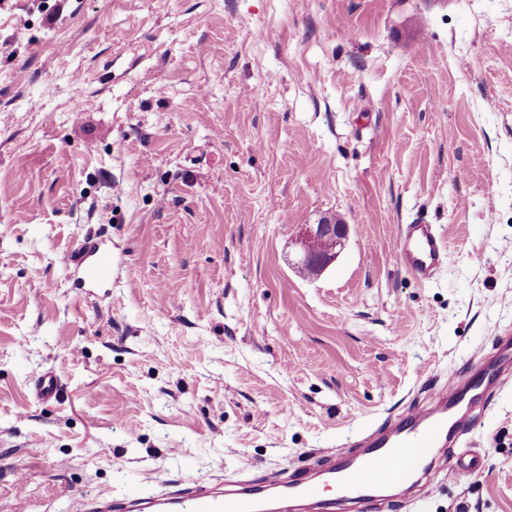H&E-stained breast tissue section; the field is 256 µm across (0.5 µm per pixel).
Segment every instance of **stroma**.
<instances>
[{"mask_svg":"<svg viewBox=\"0 0 512 512\" xmlns=\"http://www.w3.org/2000/svg\"><path fill=\"white\" fill-rule=\"evenodd\" d=\"M0 253V512L350 453L512 336V0H0ZM467 442L393 512H512V375ZM349 234L348 224L331 215L322 216L317 224L308 225L301 239L297 269L309 270L308 277L320 275L331 265ZM397 250L404 269L422 283L430 282L448 260L442 235L434 224H403ZM85 257L92 260L84 268L81 282L85 284L109 283L112 281V251L103 243L93 244L84 250ZM479 467L480 460L477 457H460L456 463L448 469V481L463 484L469 480Z\"/></svg>","mask_w":512,"mask_h":512,"instance_id":"stroma-1","label":"stroma"}]
</instances>
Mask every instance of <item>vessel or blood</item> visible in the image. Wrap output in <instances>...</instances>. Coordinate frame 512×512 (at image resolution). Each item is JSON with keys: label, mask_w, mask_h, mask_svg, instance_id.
<instances>
[{"label": "vessel or blood", "mask_w": 512, "mask_h": 512, "mask_svg": "<svg viewBox=\"0 0 512 512\" xmlns=\"http://www.w3.org/2000/svg\"><path fill=\"white\" fill-rule=\"evenodd\" d=\"M397 250L404 269L423 283L430 282L448 260L437 227L422 222L402 225ZM85 254L89 262L84 282H111V250L99 243ZM510 361L512 343H500L484 368L449 378L431 403L385 419L359 452L342 457L325 453L318 469L295 470L276 480L231 482L223 488L203 480H182L147 497L90 499L78 512H273L280 506L297 512L302 505L308 512H341L347 503L360 512H390L389 492L396 483L416 477L433 481L436 461L427 457V450L460 442L474 422L475 408L485 404L501 364ZM479 467L477 457L458 458L448 479L465 483Z\"/></svg>", "instance_id": "b4317fda"}]
</instances>
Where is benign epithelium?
I'll use <instances>...</instances> for the list:
<instances>
[{"label": "benign epithelium", "mask_w": 512, "mask_h": 512, "mask_svg": "<svg viewBox=\"0 0 512 512\" xmlns=\"http://www.w3.org/2000/svg\"><path fill=\"white\" fill-rule=\"evenodd\" d=\"M349 234V225L331 215L322 216L305 228L301 239V254L296 267L320 275L331 265Z\"/></svg>", "instance_id": "obj_1"}]
</instances>
